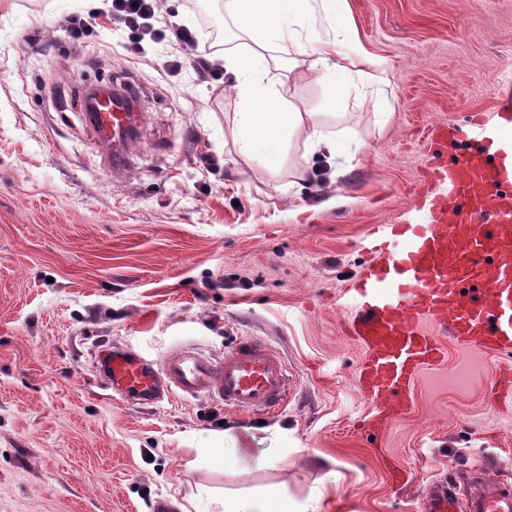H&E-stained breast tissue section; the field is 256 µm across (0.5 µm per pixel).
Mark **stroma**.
I'll return each instance as SVG.
<instances>
[{
  "mask_svg": "<svg viewBox=\"0 0 512 512\" xmlns=\"http://www.w3.org/2000/svg\"><path fill=\"white\" fill-rule=\"evenodd\" d=\"M349 6L390 83L378 98L343 94L356 140L328 192L302 140L275 172L241 156L228 79L189 58L169 70L174 39L142 58L128 51L135 32L105 19L74 42L63 23L88 15L84 0H0V512H151L159 497L224 512L272 491L307 512H422L433 482L466 494L498 478L512 421L488 398V360L448 345L372 433L337 296L370 262L373 228L408 216L423 190L430 127L465 126L512 79V0ZM278 76L300 110L320 107L326 90L306 68ZM115 81L138 89L143 115L118 178L83 107L88 85ZM245 336L288 364L279 410L181 395L139 408L94 368L103 344L220 358ZM387 455L410 484L393 481Z\"/></svg>",
  "mask_w": 512,
  "mask_h": 512,
  "instance_id": "1",
  "label": "stroma"
}]
</instances>
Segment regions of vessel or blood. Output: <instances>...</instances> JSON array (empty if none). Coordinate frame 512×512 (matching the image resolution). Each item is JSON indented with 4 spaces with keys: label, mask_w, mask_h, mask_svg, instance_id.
<instances>
[{
    "label": "vessel or blood",
    "mask_w": 512,
    "mask_h": 512,
    "mask_svg": "<svg viewBox=\"0 0 512 512\" xmlns=\"http://www.w3.org/2000/svg\"><path fill=\"white\" fill-rule=\"evenodd\" d=\"M88 122L113 176H122L141 124L128 93L101 94ZM453 142L459 148L451 160ZM431 150L439 162L415 205L419 221L378 225L370 239L378 259L348 290L355 313L347 333L363 349L356 389L369 407L363 423L375 430L386 414L406 408L420 374L442 362V337L498 364L512 357V86L466 128L436 125ZM97 370L121 400L137 405L178 393L274 411L288 397L283 357L253 336L219 360L187 349L155 361L113 345L98 353ZM423 512H512V493L489 482L463 499L434 485Z\"/></svg>",
    "instance_id": "obj_1"
}]
</instances>
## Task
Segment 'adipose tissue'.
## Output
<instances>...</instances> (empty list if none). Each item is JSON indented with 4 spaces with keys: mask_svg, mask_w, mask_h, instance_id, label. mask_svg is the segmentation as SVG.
<instances>
[{
    "mask_svg": "<svg viewBox=\"0 0 512 512\" xmlns=\"http://www.w3.org/2000/svg\"><path fill=\"white\" fill-rule=\"evenodd\" d=\"M323 12L333 22L332 33L302 32L305 18ZM224 14L232 20L228 41L246 38L244 50L226 49L224 71L240 101L234 115L239 153L264 168L276 166L294 138H303L309 152H338L340 135L324 125L321 113L303 111L286 98L271 75V43L280 44L289 65L309 60L311 70L328 91L327 106H335L343 90L356 84L385 85L389 78L379 59L360 43L347 0H225Z\"/></svg>",
    "mask_w": 512,
    "mask_h": 512,
    "instance_id": "1",
    "label": "adipose tissue"
}]
</instances>
